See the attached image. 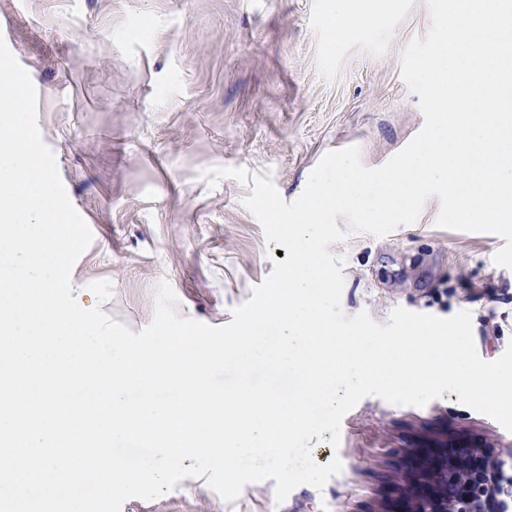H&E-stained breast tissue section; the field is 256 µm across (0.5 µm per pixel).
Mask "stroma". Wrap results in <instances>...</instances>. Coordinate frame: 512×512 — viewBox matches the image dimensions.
Segmentation results:
<instances>
[{
	"instance_id": "1",
	"label": "stroma",
	"mask_w": 512,
	"mask_h": 512,
	"mask_svg": "<svg viewBox=\"0 0 512 512\" xmlns=\"http://www.w3.org/2000/svg\"><path fill=\"white\" fill-rule=\"evenodd\" d=\"M387 2L339 30L333 0H0V40L37 90L40 133L92 232L72 270L81 307L138 332L165 281L181 317L229 323L279 251L242 204L253 175L291 202L328 152L358 147L375 168L424 126L401 63L431 27L428 2ZM439 211L432 197L388 236L330 245L345 258L341 308L381 324L398 307L470 311L478 355L496 360L512 342V269L493 261L505 241L442 228ZM343 422L344 441L311 442L314 462L342 463L323 489L279 502L269 479L229 502L189 477L121 512H410L421 455L512 448V431L452 392L422 406L368 396Z\"/></svg>"
}]
</instances>
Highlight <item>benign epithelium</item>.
I'll return each instance as SVG.
<instances>
[{"label": "benign epithelium", "mask_w": 512, "mask_h": 512, "mask_svg": "<svg viewBox=\"0 0 512 512\" xmlns=\"http://www.w3.org/2000/svg\"><path fill=\"white\" fill-rule=\"evenodd\" d=\"M476 448H457L442 465L426 455L419 468L425 482L419 489L416 512H491V500H512V478L503 480L502 459L481 466L472 462Z\"/></svg>", "instance_id": "benign-epithelium-1"}]
</instances>
